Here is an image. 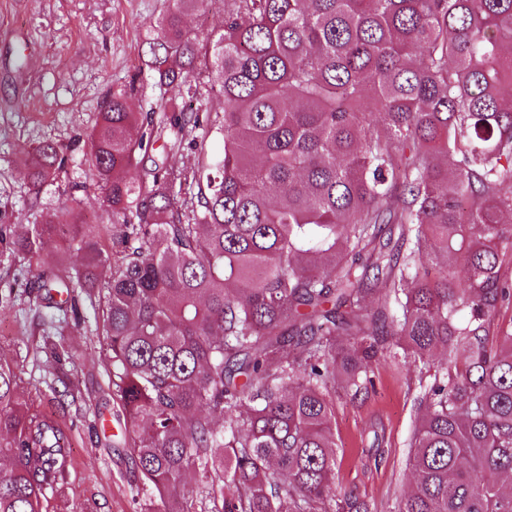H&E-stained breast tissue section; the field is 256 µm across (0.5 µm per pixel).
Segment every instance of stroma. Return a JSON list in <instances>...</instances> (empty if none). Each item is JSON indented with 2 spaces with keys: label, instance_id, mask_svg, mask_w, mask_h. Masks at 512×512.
<instances>
[{
  "label": "stroma",
  "instance_id": "1",
  "mask_svg": "<svg viewBox=\"0 0 512 512\" xmlns=\"http://www.w3.org/2000/svg\"><path fill=\"white\" fill-rule=\"evenodd\" d=\"M173 0H0V357L16 369L18 393L57 421L69 437V467L41 512H141L145 489L116 416L103 336L104 303L79 297L80 323L63 324L43 279L76 261L61 242L45 246L55 263L42 268L14 253L31 224L70 203L84 223L104 227L112 248V216L103 203L82 141L105 93L130 85L140 112L180 100L157 85L146 65L148 39ZM50 141L72 146L61 185L32 196L24 159ZM374 386L358 398L335 397L336 483L367 500L373 512H395L409 490L408 456L420 369L378 359Z\"/></svg>",
  "mask_w": 512,
  "mask_h": 512
}]
</instances>
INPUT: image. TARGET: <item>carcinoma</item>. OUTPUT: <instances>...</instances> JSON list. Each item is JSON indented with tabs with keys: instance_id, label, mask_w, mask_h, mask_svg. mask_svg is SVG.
I'll return each mask as SVG.
<instances>
[{
	"instance_id": "carcinoma-1",
	"label": "carcinoma",
	"mask_w": 512,
	"mask_h": 512,
	"mask_svg": "<svg viewBox=\"0 0 512 512\" xmlns=\"http://www.w3.org/2000/svg\"><path fill=\"white\" fill-rule=\"evenodd\" d=\"M208 3L174 0L147 65L189 96L208 79L223 110L181 127L222 153L168 164L131 135L153 124L134 90L112 91L87 143L115 252L73 207L13 242L40 262L66 228V293L103 292L142 512H195L187 473L211 512H371L336 491L332 392H368L384 352L434 368L396 512H512V327L491 322L512 266V0H224L201 40L183 18ZM66 161L34 148L33 187ZM66 445L0 358V512H40Z\"/></svg>"
}]
</instances>
